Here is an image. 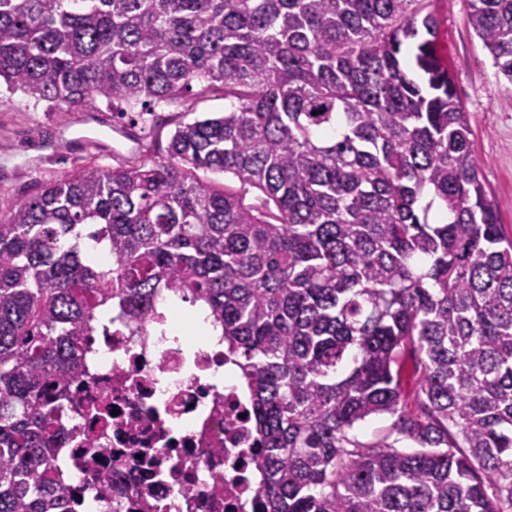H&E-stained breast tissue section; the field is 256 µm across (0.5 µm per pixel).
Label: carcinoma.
Masks as SVG:
<instances>
[{"label":"carcinoma","instance_id":"carcinoma-1","mask_svg":"<svg viewBox=\"0 0 512 512\" xmlns=\"http://www.w3.org/2000/svg\"><path fill=\"white\" fill-rule=\"evenodd\" d=\"M417 2L0 0V82L48 112L232 100L160 160L90 164L0 214V512H72L49 381L81 374L97 310L142 322L165 290L237 358L258 512H512V242ZM468 6L512 83V0ZM383 415L375 442L351 435Z\"/></svg>","mask_w":512,"mask_h":512}]
</instances>
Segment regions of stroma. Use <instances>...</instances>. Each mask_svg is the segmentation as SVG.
<instances>
[{
	"label": "stroma",
	"mask_w": 512,
	"mask_h": 512,
	"mask_svg": "<svg viewBox=\"0 0 512 512\" xmlns=\"http://www.w3.org/2000/svg\"><path fill=\"white\" fill-rule=\"evenodd\" d=\"M440 21V44L456 92L469 112L473 156L494 201L503 235L512 240V84L498 78L493 61L467 23V0H427ZM222 95L190 94L186 105L118 118L105 106L48 112L0 86V214L35 193L38 185L95 164L132 165L164 157L179 123L227 108Z\"/></svg>",
	"instance_id": "stroma-1"
}]
</instances>
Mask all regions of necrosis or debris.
<instances>
[{
    "mask_svg": "<svg viewBox=\"0 0 512 512\" xmlns=\"http://www.w3.org/2000/svg\"><path fill=\"white\" fill-rule=\"evenodd\" d=\"M182 301L148 322L103 314L57 419L55 474L72 512H257L252 404L213 383L223 351L177 335Z\"/></svg>",
    "mask_w": 512,
    "mask_h": 512,
    "instance_id": "necrosis-or-debris-1",
    "label": "necrosis or debris"
}]
</instances>
